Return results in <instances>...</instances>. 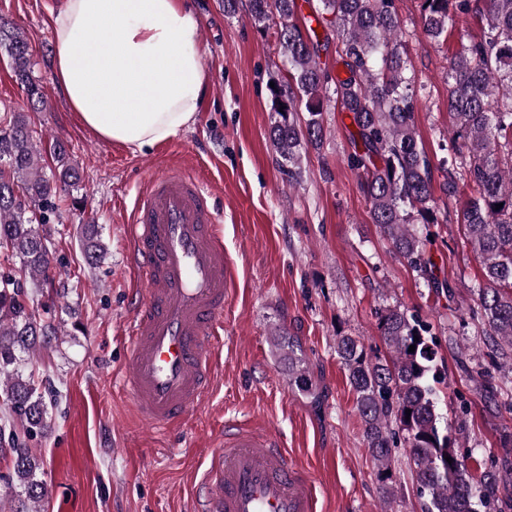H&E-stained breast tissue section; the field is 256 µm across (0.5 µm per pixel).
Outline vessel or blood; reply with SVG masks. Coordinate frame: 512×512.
Instances as JSON below:
<instances>
[{
	"label": "vessel or blood",
	"mask_w": 512,
	"mask_h": 512,
	"mask_svg": "<svg viewBox=\"0 0 512 512\" xmlns=\"http://www.w3.org/2000/svg\"><path fill=\"white\" fill-rule=\"evenodd\" d=\"M223 213L195 173L146 178L127 220L140 282L130 320L127 390L138 414L179 428L212 383L224 307L237 281ZM201 478L198 512H318L311 472L269 429L225 425Z\"/></svg>",
	"instance_id": "obj_1"
}]
</instances>
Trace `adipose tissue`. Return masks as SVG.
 Listing matches in <instances>:
<instances>
[{
  "instance_id": "adipose-tissue-1",
  "label": "adipose tissue",
  "mask_w": 512,
  "mask_h": 512,
  "mask_svg": "<svg viewBox=\"0 0 512 512\" xmlns=\"http://www.w3.org/2000/svg\"><path fill=\"white\" fill-rule=\"evenodd\" d=\"M188 0H62L49 35L54 76L97 136L141 152L191 127L204 93Z\"/></svg>"
}]
</instances>
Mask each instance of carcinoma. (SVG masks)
Here are the masks:
<instances>
[{
    "label": "carcinoma",
    "instance_id": "1",
    "mask_svg": "<svg viewBox=\"0 0 512 512\" xmlns=\"http://www.w3.org/2000/svg\"><path fill=\"white\" fill-rule=\"evenodd\" d=\"M297 11V0H250L254 27L262 34L274 30L287 66V80L271 89L270 139L280 170L288 183L298 181L302 152L320 147L324 102L335 96L352 120L348 163L361 178L372 223L396 257L433 287H448L436 281L431 240L416 228L439 223V207L434 167L414 128L415 76L395 0H316L314 19L328 18L331 28L322 38L303 34ZM420 11L423 32L431 40L440 39L457 14L474 13L483 22L480 36L463 44L449 61V140L460 172H445L440 190L454 198L464 180L475 192L461 209L485 281L476 290L472 314L480 318L483 335L496 342L501 358L512 359V0H421ZM332 41L345 67L343 77H332L320 62V52ZM0 49L31 98L41 101L39 87L29 78L27 38L0 23ZM49 151L58 173L47 178L40 166L42 149L34 143L26 119L13 115L0 122V248L19 258L29 275L45 285L54 280L55 257L37 225L50 223L56 197L75 190L80 182L64 145L54 140ZM103 252L95 225H87V261L98 260ZM377 329L387 355L368 354L351 336L337 337L336 354L356 396L363 441L376 467L383 503H389L388 471L401 441L414 464L417 492L426 500L424 512H501L499 488L504 480H512V473L507 466L501 471L491 468L477 480L461 464L464 453L456 434L437 411L435 384L440 376L429 325L417 314L386 307L377 316ZM54 335L52 320L29 308L15 278L0 274V393L30 436L44 432L45 395L33 376L20 374L19 361L45 348ZM411 345L415 351L410 353ZM300 351L299 340H288L290 381L315 402L316 385ZM407 409L411 414H405ZM10 453V472L0 480L19 496L18 502L31 503L14 512H38L36 504L45 496L37 478L40 464L32 449L16 440Z\"/></svg>",
    "mask_w": 512,
    "mask_h": 512
}]
</instances>
